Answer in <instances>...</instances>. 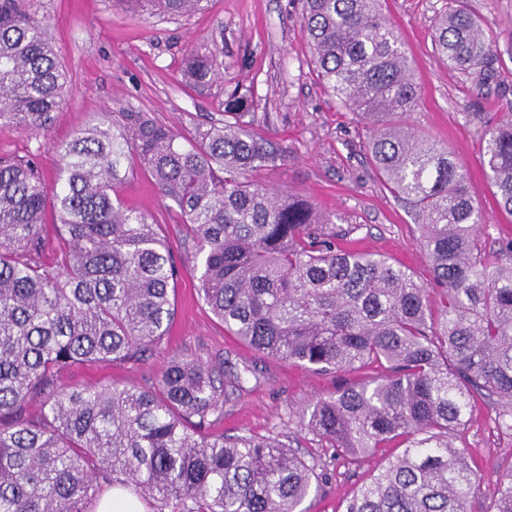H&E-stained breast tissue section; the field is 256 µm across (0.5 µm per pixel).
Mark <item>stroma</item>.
Listing matches in <instances>:
<instances>
[{
	"instance_id": "1",
	"label": "stroma",
	"mask_w": 512,
	"mask_h": 512,
	"mask_svg": "<svg viewBox=\"0 0 512 512\" xmlns=\"http://www.w3.org/2000/svg\"><path fill=\"white\" fill-rule=\"evenodd\" d=\"M447 2L387 0L385 14L414 63L421 91L408 123L418 134L447 145L467 170L484 214L479 240L486 253L495 255L512 240V218L497 208L480 161L477 129L481 117L512 113V0H470L495 55L493 76L484 83L449 68L434 51L431 20ZM27 10L43 21L70 91L47 132L0 130V155L35 154L50 182L59 163L58 144L94 113L115 115L131 108L188 133L196 123L223 119L227 93L248 89L256 101L255 130L286 153L284 165L264 172V181L336 213L347 246L384 254L429 280V260L409 205L385 187L372 167L363 123L343 111L316 77L300 0H206L189 16L135 7L129 0H28ZM191 53L214 56L218 79L205 86L186 82L182 69ZM120 196L128 208L160 224L172 247L175 321L144 363L73 366L58 374V383L147 386L177 353L250 367L254 377L225 403L210 433L262 435L299 449L323 474L319 490L302 502L303 512H337L398 450L385 448L353 463L335 461L332 449L309 431V415L319 398L345 382L373 376V369L316 373L258 354L226 335L198 296L200 263L192 256L190 229L175 203L141 172L121 185ZM495 418L492 407L478 404L457 438L458 447L473 458L482 487L470 500V512H485V490L512 467V431L501 430Z\"/></svg>"
}]
</instances>
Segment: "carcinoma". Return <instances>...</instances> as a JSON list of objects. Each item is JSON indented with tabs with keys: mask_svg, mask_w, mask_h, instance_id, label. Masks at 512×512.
<instances>
[{
	"mask_svg": "<svg viewBox=\"0 0 512 512\" xmlns=\"http://www.w3.org/2000/svg\"><path fill=\"white\" fill-rule=\"evenodd\" d=\"M148 2L184 15L201 0ZM302 2L317 78L363 122L377 172L408 200L432 284L336 243L335 214L257 179L285 153L244 120L248 93L232 92L226 120L188 135L146 112L112 124L101 112L59 145L51 188L35 155L0 157V512H89L103 483L134 486L153 512H298L316 481L315 465L270 437L206 432L241 376L192 354L172 356L146 387L56 384L72 365L144 360L173 323L169 244L119 194L138 170L189 224L198 295L225 332L318 373L378 370L310 413L338 459L403 447L340 512H469L479 480L453 445L457 429L478 398L502 407L497 424L512 431V240L503 258L482 250L466 170L407 125L419 93L383 0ZM432 37L448 66L489 77L494 54L468 0L434 18ZM185 72L196 83L217 75L193 53ZM69 91L42 22L24 0H0V130H48ZM479 141L512 218V113L481 125ZM488 495V512H512V468Z\"/></svg>",
	"mask_w": 512,
	"mask_h": 512,
	"instance_id": "obj_1",
	"label": "carcinoma"
}]
</instances>
